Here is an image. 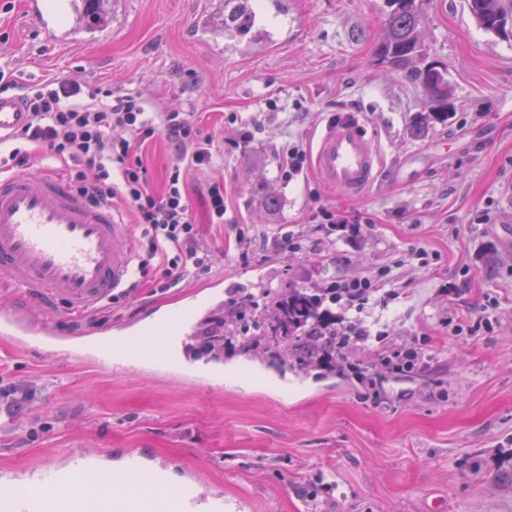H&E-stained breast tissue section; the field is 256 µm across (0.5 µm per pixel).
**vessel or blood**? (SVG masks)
Instances as JSON below:
<instances>
[{
	"instance_id": "b4317fda",
	"label": "vessel or blood",
	"mask_w": 512,
	"mask_h": 512,
	"mask_svg": "<svg viewBox=\"0 0 512 512\" xmlns=\"http://www.w3.org/2000/svg\"><path fill=\"white\" fill-rule=\"evenodd\" d=\"M85 0H66L57 16L48 0H25L37 36L49 47L75 42L83 28ZM28 122L17 96L0 95V140ZM320 180L352 196L376 181L380 154L357 116H348L321 132L313 160ZM136 268L132 227L108 205L91 204L64 177L17 173L0 176V275L29 307L0 308V335L20 348L39 343L62 345L57 326L36 322L32 309L42 297L63 304L70 315L92 316L112 296L123 292ZM197 306L172 313L144 327L139 342L126 344L118 356L113 337L124 326L101 330L86 341L87 350L117 368L159 361L166 337L195 335ZM105 453L81 450L66 463L44 464L0 477V512H224L223 492L205 487L196 476L170 485L167 463L138 450L127 453L123 468L105 463Z\"/></svg>"
}]
</instances>
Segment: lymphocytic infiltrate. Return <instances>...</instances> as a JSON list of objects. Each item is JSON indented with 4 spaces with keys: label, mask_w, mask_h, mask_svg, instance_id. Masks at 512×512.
I'll return each mask as SVG.
<instances>
[{
    "label": "lymphocytic infiltrate",
    "mask_w": 512,
    "mask_h": 512,
    "mask_svg": "<svg viewBox=\"0 0 512 512\" xmlns=\"http://www.w3.org/2000/svg\"><path fill=\"white\" fill-rule=\"evenodd\" d=\"M0 90L17 91L30 114L21 134L0 142V174L40 171L48 158L75 167L72 181L88 201L116 204L147 241L132 288L145 285L154 270L160 271L165 288L210 270L212 255L202 242L183 170L212 168L220 146L193 115L154 112L141 93L119 85L88 91L65 75L24 83L1 70ZM161 136L173 145L174 155L164 186L156 192L141 153ZM332 286L340 307L337 334L363 344L368 331L356 314L383 290V282L342 278Z\"/></svg>",
    "instance_id": "lymphocytic-infiltrate-1"
}]
</instances>
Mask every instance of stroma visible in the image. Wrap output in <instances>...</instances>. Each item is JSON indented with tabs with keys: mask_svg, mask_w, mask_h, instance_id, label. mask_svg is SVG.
I'll use <instances>...</instances> for the list:
<instances>
[{
	"mask_svg": "<svg viewBox=\"0 0 512 512\" xmlns=\"http://www.w3.org/2000/svg\"><path fill=\"white\" fill-rule=\"evenodd\" d=\"M262 26L223 29L224 0H117L109 35L45 47L24 21L23 0H0V70L28 82L76 75L141 92L153 111L195 113L204 132L228 137L235 119L266 130L187 183L210 278L224 296L270 288H322L353 275L391 279L392 296L363 318L383 341L355 358L426 346L419 373L380 367L364 396L339 370L308 374L285 361L224 353V385L209 369L154 375L120 371L0 337V377L33 396L0 424V471L22 473L68 452L139 449L173 459L242 512H512V35L481 28L465 0H425L421 41L448 79V118L421 86L379 60L385 0H288L282 15L250 0ZM219 23L195 29L197 16ZM357 115L382 166L353 197L315 173L288 182L277 151L301 140L314 151L326 124ZM223 181L250 245L228 250L203 204ZM321 207L371 225L320 224ZM493 220L477 223L480 211ZM302 240L277 245L279 229ZM141 289L106 303L95 327L138 321L153 305L177 307L197 289ZM482 321L479 335L452 321Z\"/></svg>",
	"mask_w": 512,
	"mask_h": 512,
	"instance_id": "obj_1",
	"label": "stroma"
}]
</instances>
